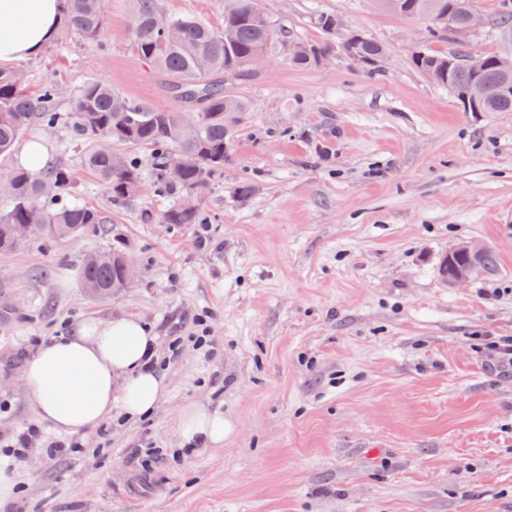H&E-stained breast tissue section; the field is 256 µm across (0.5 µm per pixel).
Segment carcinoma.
<instances>
[{
    "instance_id": "1",
    "label": "carcinoma",
    "mask_w": 512,
    "mask_h": 512,
    "mask_svg": "<svg viewBox=\"0 0 512 512\" xmlns=\"http://www.w3.org/2000/svg\"><path fill=\"white\" fill-rule=\"evenodd\" d=\"M240 15L226 26L233 32L232 42L224 43V28H216L190 14L167 17L161 28L155 19L161 16L157 0H135L133 37L138 56L165 76V88L175 106L158 108L135 102L111 85L91 80L78 90L75 109L69 117L73 134L94 140L99 146L84 156V165L98 178L112 204L133 200L145 179H150L154 193L161 198L192 193L202 195L211 182L224 171V158L236 116L247 110V103L224 90V79L242 78L251 73L252 57L267 50L277 36L288 38L263 0H240ZM379 9L404 20L426 17L440 30L448 24L440 17L454 6L451 25L465 23L477 0H374ZM60 24L57 41L77 39L96 43L107 49L103 40L106 23L105 0H58ZM498 30L512 28V0H505L501 13L488 19ZM313 24L322 34L318 41L291 40L288 64L297 69L315 66L318 55L336 49V15L321 12ZM468 47L456 52H415L414 69H434L439 85L448 87L468 83L472 76L459 61ZM385 54L380 42L363 37L358 49L359 64L375 72ZM497 52L486 54L488 64L482 80L491 89L484 103L488 112H512V96L498 94L499 88L512 82L495 64ZM59 88L46 83L39 93L25 92L15 84L14 71L0 70V156L10 154L25 132L36 122L54 128L63 120L57 107ZM114 144L137 145L153 154L150 170H145L139 156L112 150ZM11 192L0 195V250H14V226L29 224L32 235L65 239L91 228L111 223L103 211L68 200L74 182L72 169L64 162L34 173L23 165L6 176ZM165 224H207L208 216L196 209L184 212L179 204L162 214ZM123 253L106 250L82 259V287L100 299L109 298L127 287L123 280ZM450 264L467 271L472 279L492 270L495 254L486 249L478 259L465 253L451 254Z\"/></svg>"
}]
</instances>
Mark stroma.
<instances>
[{"instance_id": "obj_1", "label": "stroma", "mask_w": 512, "mask_h": 512, "mask_svg": "<svg viewBox=\"0 0 512 512\" xmlns=\"http://www.w3.org/2000/svg\"><path fill=\"white\" fill-rule=\"evenodd\" d=\"M106 5L107 50L16 60L25 89L56 83L68 112L92 78L172 106L135 51L134 0ZM264 5L307 41L321 38L314 13L336 14L386 53L376 75L340 52L300 70L276 42L251 77L227 79L248 110L201 200L209 223H162L169 202L147 185L113 209L83 164L91 142L63 126L25 133L112 222L0 252V452L38 435L0 512H512V372L486 348L512 336V112L461 111L412 68L414 51L452 48L428 19L372 0ZM245 179L259 190L244 201ZM463 241L497 265L452 285L441 264ZM109 248L137 275L95 299L81 260ZM120 316L152 327L165 397L147 419L77 436L78 453L46 454L61 435L22 387L27 359L73 320ZM196 403L235 430L188 454L177 422Z\"/></svg>"}]
</instances>
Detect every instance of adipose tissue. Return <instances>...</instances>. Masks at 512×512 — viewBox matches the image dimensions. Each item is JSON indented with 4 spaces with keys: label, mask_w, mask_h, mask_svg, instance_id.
<instances>
[{
    "label": "adipose tissue",
    "mask_w": 512,
    "mask_h": 512,
    "mask_svg": "<svg viewBox=\"0 0 512 512\" xmlns=\"http://www.w3.org/2000/svg\"><path fill=\"white\" fill-rule=\"evenodd\" d=\"M57 28V0H0V63L39 55ZM157 357V338L141 320L86 318L29 358L24 386L41 421L78 435L116 408L130 419L149 417L167 390ZM177 426L187 445L207 448L234 431L223 413L201 404L188 407Z\"/></svg>",
    "instance_id": "obj_1"
}]
</instances>
